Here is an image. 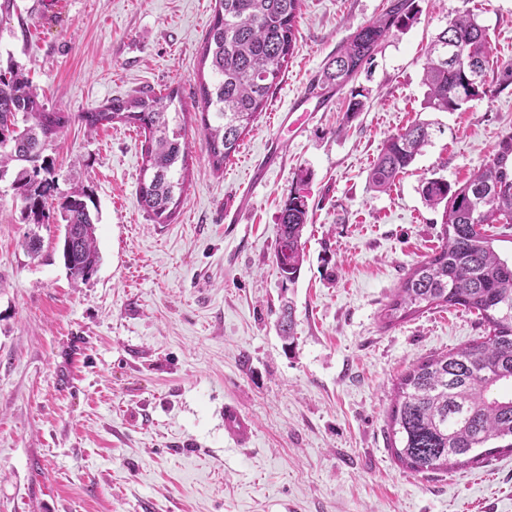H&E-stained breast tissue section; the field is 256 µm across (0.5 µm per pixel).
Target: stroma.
<instances>
[{
	"instance_id": "obj_1",
	"label": "stroma",
	"mask_w": 512,
	"mask_h": 512,
	"mask_svg": "<svg viewBox=\"0 0 512 512\" xmlns=\"http://www.w3.org/2000/svg\"><path fill=\"white\" fill-rule=\"evenodd\" d=\"M14 0L0 64H17L71 117L54 142L60 190L89 186L101 262L89 281L63 265L57 224H25L0 180V512H512V453L418 474L387 433L400 377L485 336L480 316L436 309L391 325L403 278L441 245L442 209L422 179L469 180L512 133V85L457 112L422 108L427 48L450 18L478 11L489 80L512 68V0H416L348 89L299 126L286 111L384 0H302L297 40L271 99L221 172L196 119L215 0ZM177 90L188 177L171 223L137 199L143 136L79 120L119 97ZM440 127L405 174L372 191L386 138ZM309 221L298 282L282 289L278 215L300 171ZM37 234L38 255L22 245ZM291 302L295 345L276 321ZM253 420L245 451L224 405Z\"/></svg>"
}]
</instances>
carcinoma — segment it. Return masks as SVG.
I'll return each mask as SVG.
<instances>
[{"instance_id":"1","label":"carcinoma","mask_w":512,"mask_h":512,"mask_svg":"<svg viewBox=\"0 0 512 512\" xmlns=\"http://www.w3.org/2000/svg\"><path fill=\"white\" fill-rule=\"evenodd\" d=\"M214 15L202 48L212 80L199 85L200 127L213 171L237 151L288 66L296 41L302 0H215ZM415 0H387L383 12L353 32L315 80L325 95L349 84L382 42L412 26ZM458 41L467 59L448 56ZM489 41L475 13L459 15L432 41L424 68V105L439 112L463 110L512 84V71L499 84L487 80ZM178 92L114 98L79 120L88 133L123 123L144 133L138 202L158 224H168L186 187L188 143L186 113L175 105ZM70 121L39 100L28 78L13 67L0 68V180L14 172L12 187L25 203L27 224H46L47 207L57 190L52 149ZM432 136L430 124H412L389 136L369 174L371 189L392 185ZM300 174L278 216L275 262L283 284L293 285L304 262L302 236L308 221ZM424 200L444 205L441 247L402 281L385 309L392 324L433 308L462 307L479 312L488 328L469 347L414 364L396 385L389 413L395 458L415 473L448 469L453 458L479 464L512 452V262L502 258L484 231L486 224H512V134L497 143L489 161L470 180L450 184L426 178ZM93 192L80 186L61 196L57 212L74 236L63 238L62 258L71 278L87 281L100 255L91 212ZM280 335L294 343L291 308L282 310ZM503 446L489 447L492 440Z\"/></svg>"}]
</instances>
